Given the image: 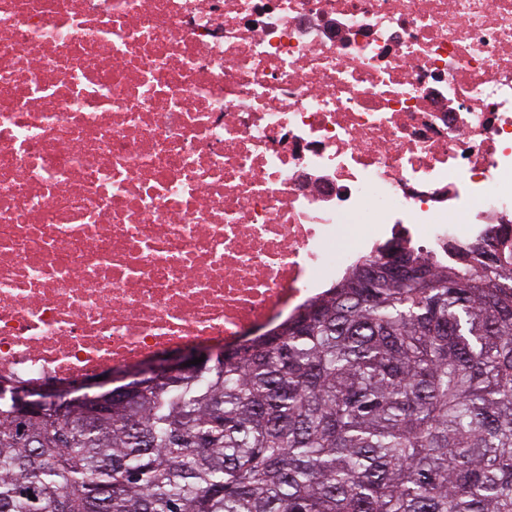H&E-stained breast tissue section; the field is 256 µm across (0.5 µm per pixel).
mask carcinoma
<instances>
[{
    "mask_svg": "<svg viewBox=\"0 0 512 512\" xmlns=\"http://www.w3.org/2000/svg\"><path fill=\"white\" fill-rule=\"evenodd\" d=\"M398 261L105 414L0 395V512H512V255ZM19 411L27 416H40L44 410L45 399L41 396V389L30 391L13 389Z\"/></svg>",
    "mask_w": 512,
    "mask_h": 512,
    "instance_id": "obj_1",
    "label": "carcinoma"
}]
</instances>
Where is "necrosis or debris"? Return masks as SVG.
I'll list each match as a JSON object with an SVG mask.
<instances>
[{
  "label": "necrosis or debris",
  "mask_w": 512,
  "mask_h": 512,
  "mask_svg": "<svg viewBox=\"0 0 512 512\" xmlns=\"http://www.w3.org/2000/svg\"><path fill=\"white\" fill-rule=\"evenodd\" d=\"M503 241L512 0H0V384Z\"/></svg>",
  "instance_id": "4bbe7bcc"
}]
</instances>
